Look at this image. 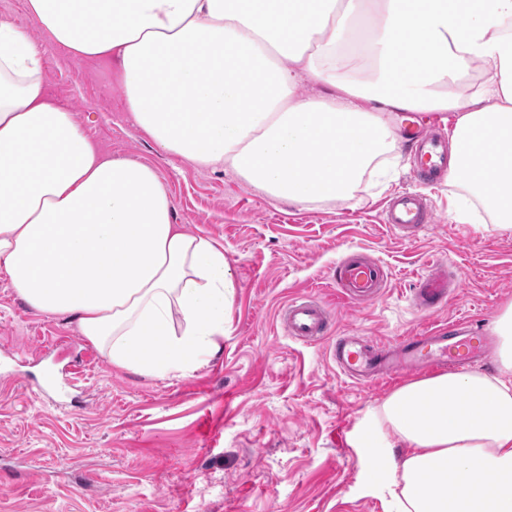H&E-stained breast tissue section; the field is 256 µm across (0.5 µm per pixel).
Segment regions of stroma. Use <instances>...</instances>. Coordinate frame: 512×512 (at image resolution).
<instances>
[{"label":"stroma","instance_id":"35a3bbf8","mask_svg":"<svg viewBox=\"0 0 512 512\" xmlns=\"http://www.w3.org/2000/svg\"><path fill=\"white\" fill-rule=\"evenodd\" d=\"M46 95L69 105L112 157L145 163L173 202V221L223 246L237 290L218 352L186 376L148 377L113 366L71 315H46L0 272V512H386L361 493L366 477L351 436L363 411L407 383L357 384L326 361L323 344L290 339L278 312L307 293L333 307L337 328L380 343L461 318L491 328L512 302V231L488 214L458 220L460 183L419 185L408 145L387 192L355 207L277 203L222 169H201L158 149L135 127L116 65L48 46ZM421 191L435 222L417 238L381 221L391 194ZM352 249L388 273L374 302H338L329 273ZM436 257L463 274L445 310L411 306L415 281ZM70 383L62 403L43 398L47 369Z\"/></svg>","mask_w":512,"mask_h":512}]
</instances>
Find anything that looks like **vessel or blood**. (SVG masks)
<instances>
[{
  "instance_id": "obj_1",
  "label": "vessel or blood",
  "mask_w": 512,
  "mask_h": 512,
  "mask_svg": "<svg viewBox=\"0 0 512 512\" xmlns=\"http://www.w3.org/2000/svg\"><path fill=\"white\" fill-rule=\"evenodd\" d=\"M416 144L414 174L422 181L440 178L448 166L446 139L411 129ZM434 221V213L421 196L404 191L392 197L383 222L398 236L412 235ZM330 281L338 297L356 305L376 299L387 281L384 267L368 254L351 252L337 262ZM460 279L451 274L446 261H430L419 274L413 307L427 316L435 315L453 297ZM280 318L289 336L302 342H322L330 359L351 379L378 382L394 375L417 373L438 366L466 371L486 362L494 349L493 337L458 319L448 325L435 324L386 344L366 336L333 332V312L323 303L298 294L282 307Z\"/></svg>"
}]
</instances>
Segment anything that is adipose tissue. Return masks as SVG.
Returning <instances> with one entry per match:
<instances>
[{"label": "adipose tissue", "mask_w": 512, "mask_h": 512, "mask_svg": "<svg viewBox=\"0 0 512 512\" xmlns=\"http://www.w3.org/2000/svg\"><path fill=\"white\" fill-rule=\"evenodd\" d=\"M46 40L118 59L162 150L274 201L387 183L401 115L452 114L451 178L512 229V0H27ZM42 43L0 24V272L76 317L112 365L187 375L218 350L236 282L224 249L172 221L150 166L99 149L49 99ZM321 85L299 96L304 82ZM497 371L441 373L368 407L354 439L386 512H512V302ZM407 449L404 460L394 451Z\"/></svg>", "instance_id": "1"}]
</instances>
